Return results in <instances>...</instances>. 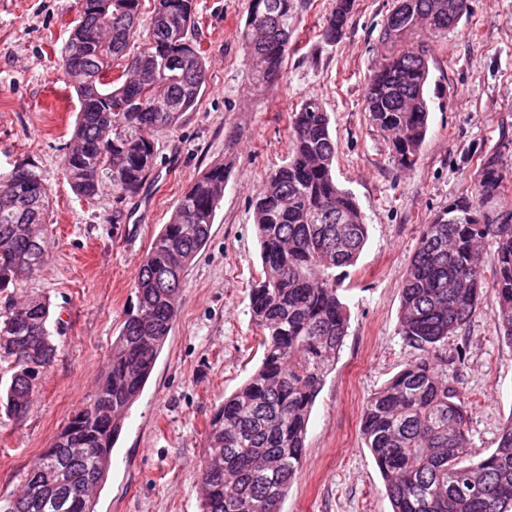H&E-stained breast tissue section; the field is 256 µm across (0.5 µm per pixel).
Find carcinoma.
<instances>
[{
  "mask_svg": "<svg viewBox=\"0 0 512 512\" xmlns=\"http://www.w3.org/2000/svg\"><path fill=\"white\" fill-rule=\"evenodd\" d=\"M380 30L384 62L372 74L366 110L373 127L396 134L394 161L415 167L429 122V67L408 39L449 32L471 0H399ZM142 0H79V17L60 52L80 111L62 168L87 202L112 196V217L154 179L156 135L196 109L206 84L201 47L188 37L195 0H156L147 37L130 51ZM297 0H250L240 39L259 62L256 83H275L295 32ZM351 0H336L320 37L345 36ZM123 66L114 76V67ZM288 160L268 173L253 205L261 276L249 289L260 331V366L213 411L199 468L203 512H280L303 465L312 406L348 335L336 270L355 265L368 224L352 193L336 184V142L321 101L292 113ZM497 155L485 157L477 191L448 203L423 226L401 285L399 322L420 356L365 403L362 436L392 512H512V419L497 447L473 454L471 415L448 378V338L476 312L484 292L498 300L496 330L512 347V208L489 221L484 201L504 193ZM224 165L210 167L179 199L151 242L135 280L137 304L113 340L96 390L73 411L21 495L0 512H94L90 490L106 478L123 417L142 392L175 321L186 272L206 245L224 195ZM47 188L37 166L0 170V409L21 421L53 366L50 303L8 292L32 277L55 241L46 233ZM496 245L491 275L479 248Z\"/></svg>",
  "mask_w": 512,
  "mask_h": 512,
  "instance_id": "carcinoma-1",
  "label": "carcinoma"
}]
</instances>
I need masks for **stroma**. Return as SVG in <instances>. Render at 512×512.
<instances>
[{
	"label": "stroma",
	"mask_w": 512,
	"mask_h": 512,
	"mask_svg": "<svg viewBox=\"0 0 512 512\" xmlns=\"http://www.w3.org/2000/svg\"><path fill=\"white\" fill-rule=\"evenodd\" d=\"M296 31L280 80L261 87L239 31L250 0H196L194 40L207 76L195 111L156 139L160 177L127 200L120 222L112 198L80 199L61 157L80 103L57 65L77 18V0H0V169L35 162L49 192L55 246L18 298L46 297L58 348L28 416L0 413V500L19 495L72 411L98 386L113 337L136 303L141 260L175 206L211 166L229 177L210 239L191 264L179 314L151 377L130 409L96 495L95 512H200L199 465L213 410L257 368L249 288L261 271L252 203L289 151V117L319 98L337 145L334 176L368 224L366 244L339 280L348 335L308 422L305 460L280 512H392L361 433L366 401L419 352L401 334L400 290L424 224L478 183L484 156H500L512 206V0H472L448 33L422 32L430 68L429 130L416 166L397 168L392 143L365 111L369 77L383 61L378 41L395 0H353L345 37L321 40L335 0H299ZM497 299L486 292L448 351L471 410L476 454L497 445L512 417V348L493 327Z\"/></svg>",
	"instance_id": "obj_1"
}]
</instances>
